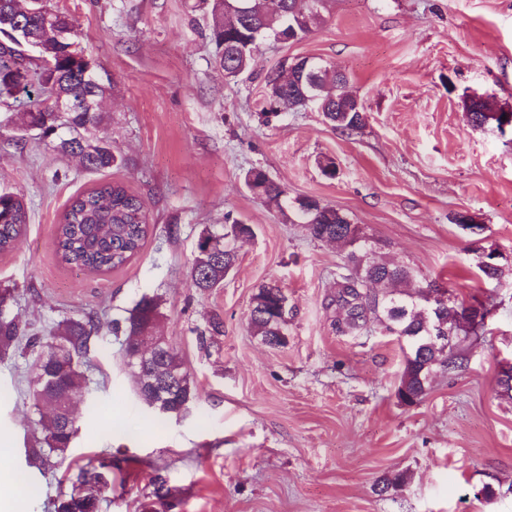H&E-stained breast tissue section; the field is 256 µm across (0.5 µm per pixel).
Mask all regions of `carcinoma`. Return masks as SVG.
<instances>
[{"label":"carcinoma","instance_id":"carcinoma-1","mask_svg":"<svg viewBox=\"0 0 512 512\" xmlns=\"http://www.w3.org/2000/svg\"><path fill=\"white\" fill-rule=\"evenodd\" d=\"M16 0H0V98H10L28 88L37 91L42 101L33 109L21 113L18 128L37 129L48 139L55 135L59 116L45 107L51 88L58 85L75 98L92 92L91 76L66 46L45 30L43 14L26 15L14 9ZM212 18L211 40L216 48L215 61L230 77H236L250 67L259 43L267 38L285 36L299 40L312 32L322 20L313 8L312 0H207ZM44 38L52 66H34L29 73L30 84H15L12 66L24 58L25 49L15 36L18 25ZM346 77L336 69L318 66L314 78H309L305 60L285 62L279 71L267 77L268 93L274 100L272 112L304 108L312 103L325 119L345 131H356L365 120L357 112L336 111V86ZM101 121V112H72L66 123L72 136L56 148L64 153L82 156L88 170L112 167L116 156L110 145L99 140L86 142L83 132ZM245 182L255 189V196L284 210L286 190L272 181L260 169L247 172ZM291 221L304 225L308 235L320 241L336 242L348 248L344 256L347 273L336 280V292L330 304L336 306V332L358 334L367 330L369 319L385 324V330L406 343L409 354L397 386L400 402L413 405L427 394L428 380L436 367L454 369L451 358L453 345L434 344L428 327L457 326L469 319L468 336L477 332L491 314L484 304H458L448 297V289L431 280L415 291L410 271L386 258L377 248L370 250L357 241L350 229L347 215L312 197H299L291 206ZM28 223L22 200L11 194H0V252L13 250ZM149 230L145 203L119 184H105L75 197L68 206L57 230V253L62 262L77 268L106 272L125 265L141 249ZM253 235L251 225L235 223L225 233L205 231L198 242V252L189 269L192 286L207 293L221 286L224 275L236 262L233 241ZM446 297L442 302L429 300L427 293ZM281 289L264 286L253 296L263 301V307L249 312V324L254 335L273 348L287 343L285 319L276 309ZM159 316V301L145 296L126 320L124 356L126 366L135 378L138 395L155 404L153 412L160 419L178 417L196 399V389L183 368L177 351L167 343L159 347L158 358L149 365L130 360L133 350L152 344L150 332ZM97 327L93 318L67 319L50 336L22 337L24 328L18 317L0 313V352L5 353L26 339L27 346L38 350L30 370V392H42L43 402L53 407L52 414L40 419L42 447L26 449L28 464H45L51 457L65 458L78 427L68 408L71 394L81 391L84 376L77 358L85 354ZM105 463H87L78 467L70 490L57 498L54 512H98L100 493L109 484Z\"/></svg>","mask_w":512,"mask_h":512}]
</instances>
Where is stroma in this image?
<instances>
[{
	"mask_svg": "<svg viewBox=\"0 0 512 512\" xmlns=\"http://www.w3.org/2000/svg\"><path fill=\"white\" fill-rule=\"evenodd\" d=\"M75 26L107 87L96 129L120 159L86 170L74 155L16 128L27 98L0 103V193L23 198L29 221L0 253L5 315L48 335L93 314L98 333L81 358L79 431L50 469L28 466L43 411L29 397L34 359L0 357V468L28 474L23 504L53 512L79 466L112 462L100 512H512V133L472 126L466 101L512 110V0H325L322 23L297 41L261 42L248 72L214 63L211 18L197 0H48ZM310 58L344 72L366 111L349 134L315 107L265 113L267 75ZM333 162L335 176L323 174ZM266 171L289 198L345 212L406 266L415 283L442 282L456 302L492 305L462 369L432 375L426 397H395L406 347L378 323L341 335L329 301L345 250L315 240L256 198L246 172ZM106 183L143 199L150 229L127 264L90 274L63 264L57 226L70 201ZM482 224L473 235L455 222ZM241 221L252 237L220 288L192 287L203 229ZM497 250L489 280L478 251ZM288 298V343L272 348L248 323L259 287ZM158 296V333L183 360L197 397L157 422L124 363L125 322ZM224 333L207 336L213 317ZM168 480L171 510L151 482ZM405 480L383 488L397 475ZM493 497H483L484 487Z\"/></svg>",
	"mask_w": 512,
	"mask_h": 512,
	"instance_id": "35a3bbf8",
	"label": "stroma"
}]
</instances>
